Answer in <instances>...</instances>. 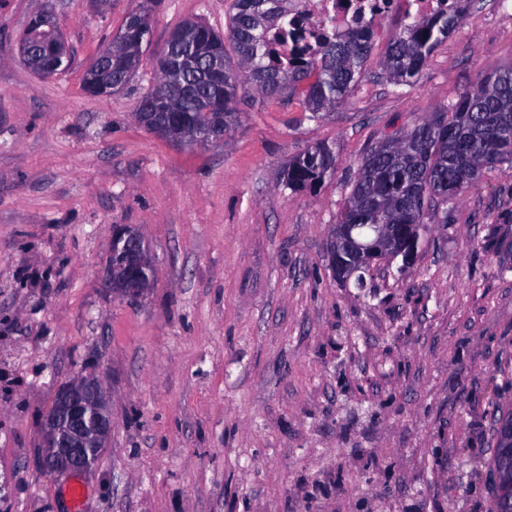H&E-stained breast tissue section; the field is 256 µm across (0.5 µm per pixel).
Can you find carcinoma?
<instances>
[{
    "label": "carcinoma",
    "mask_w": 512,
    "mask_h": 512,
    "mask_svg": "<svg viewBox=\"0 0 512 512\" xmlns=\"http://www.w3.org/2000/svg\"><path fill=\"white\" fill-rule=\"evenodd\" d=\"M464 8L430 16H407L400 24L383 59L393 84L415 77L433 50L455 31L469 11ZM296 0H233L225 32L220 34L199 21L188 20L172 31L182 42L167 40L161 57L188 49L200 59L199 68L173 81L158 69L159 81L144 95L139 112L152 113L160 124L166 114L158 103L176 99L177 117L189 128L206 118L224 116V135L238 123V92L254 89L265 96L282 90H302L305 111L316 117L344 102L365 76L364 63L371 49L372 30L365 22L322 43L319 51L299 64H284L266 35L288 21ZM152 19L139 12L129 15L121 33L129 41L112 51L106 63L109 91L95 92L84 69L82 85L91 96L105 98L122 89L135 73L143 46L149 43ZM232 46L236 59L229 58ZM224 65V93H216L208 75L209 64ZM504 162L512 164V65L477 77L472 88L433 117L418 121L378 143L366 155L336 223L357 224L367 236L375 224H415L416 234L426 231L430 210L448 206L473 186L484 170ZM336 169V150L322 143L299 153L283 172L285 186L294 192L313 191ZM491 466L498 475L494 497H512V454L495 453Z\"/></svg>",
    "instance_id": "obj_1"
}]
</instances>
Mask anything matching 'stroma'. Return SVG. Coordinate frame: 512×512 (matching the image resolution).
<instances>
[{"mask_svg": "<svg viewBox=\"0 0 512 512\" xmlns=\"http://www.w3.org/2000/svg\"><path fill=\"white\" fill-rule=\"evenodd\" d=\"M49 1L73 63L43 78L18 38ZM142 2L0 0V512H490L512 410V165L433 210L414 263L380 262L365 287L333 276L329 243L375 145L512 64V8L472 0L400 87L381 64L394 11L348 101L313 119L298 92L252 91L224 143L198 148L134 113L169 33L223 31L231 0H158L129 83L105 100L82 87ZM320 143L334 174L291 192L282 169ZM116 225L154 269L133 300L106 276ZM93 370L108 446L46 477L43 420Z\"/></svg>", "mask_w": 512, "mask_h": 512, "instance_id": "35a3bbf8", "label": "stroma"}]
</instances>
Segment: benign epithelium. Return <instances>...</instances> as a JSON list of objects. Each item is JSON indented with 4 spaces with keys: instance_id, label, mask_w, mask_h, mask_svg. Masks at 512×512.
Returning a JSON list of instances; mask_svg holds the SVG:
<instances>
[{
    "instance_id": "obj_1",
    "label": "benign epithelium",
    "mask_w": 512,
    "mask_h": 512,
    "mask_svg": "<svg viewBox=\"0 0 512 512\" xmlns=\"http://www.w3.org/2000/svg\"><path fill=\"white\" fill-rule=\"evenodd\" d=\"M48 47L56 58L67 54L64 37L55 29L49 30ZM156 133L181 144L200 145L192 139L182 124L170 122L157 127ZM354 224H336L330 249V269L337 279L347 282L359 269L372 270L386 257H400L404 265L412 264L417 256L415 234L408 230L393 232L389 227H378L368 244L358 242ZM112 257L124 267L117 276L112 267L107 274L112 288L122 297L135 298L152 283L148 270L152 269L144 239L137 231L122 225L112 228ZM349 250L354 262L345 263L340 249ZM112 433L110 392L102 376L96 373L81 375L63 385L57 393L54 411L44 421V448L40 464L49 477L78 474L91 467L92 450L103 449Z\"/></svg>"
}]
</instances>
